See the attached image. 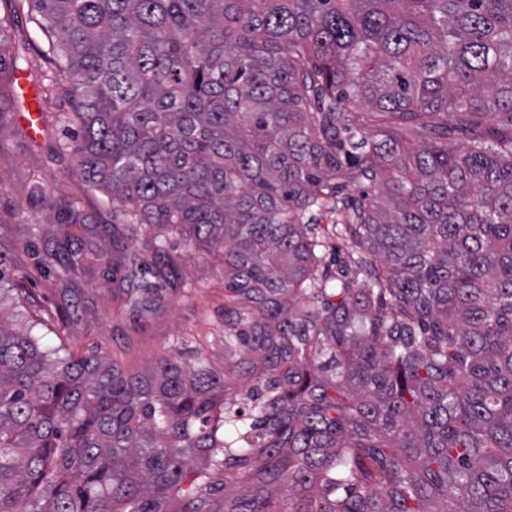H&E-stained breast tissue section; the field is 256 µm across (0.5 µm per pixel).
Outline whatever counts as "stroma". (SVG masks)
Masks as SVG:
<instances>
[{"mask_svg": "<svg viewBox=\"0 0 512 512\" xmlns=\"http://www.w3.org/2000/svg\"><path fill=\"white\" fill-rule=\"evenodd\" d=\"M35 104V98L21 99L0 118V249L7 254V274L16 284L9 308L13 318L32 326L46 346L97 348L131 370L175 349L190 352L192 336L207 337L209 356L223 360L222 260L200 254L178 232L166 236L158 258L168 276L151 311L143 314L125 303L120 278L107 274V264H120L121 254L101 237L86 236L85 244L105 250V261L76 269L67 286H60L54 270L44 266L46 252L58 237L47 208L59 196L82 197L86 213L100 225L121 223L122 208L87 190L76 175L62 107L48 106L40 131L30 132L27 111ZM35 224L42 227L36 237L30 233Z\"/></svg>", "mask_w": 512, "mask_h": 512, "instance_id": "35a3bbf8", "label": "stroma"}]
</instances>
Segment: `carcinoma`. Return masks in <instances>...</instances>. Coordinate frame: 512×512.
Here are the masks:
<instances>
[{
    "instance_id": "1",
    "label": "carcinoma",
    "mask_w": 512,
    "mask_h": 512,
    "mask_svg": "<svg viewBox=\"0 0 512 512\" xmlns=\"http://www.w3.org/2000/svg\"><path fill=\"white\" fill-rule=\"evenodd\" d=\"M5 2L103 238L175 230L225 295L224 361L132 371L0 311V512H512V0ZM52 208L64 281L104 253ZM164 275L129 252L126 302Z\"/></svg>"
}]
</instances>
